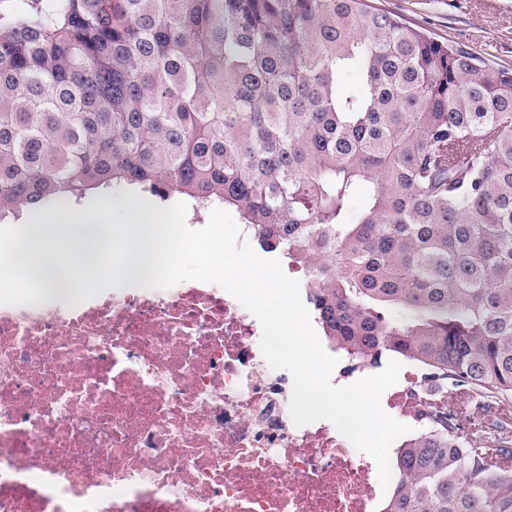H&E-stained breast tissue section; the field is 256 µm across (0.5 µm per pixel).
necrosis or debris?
Here are the masks:
<instances>
[{
	"mask_svg": "<svg viewBox=\"0 0 512 512\" xmlns=\"http://www.w3.org/2000/svg\"><path fill=\"white\" fill-rule=\"evenodd\" d=\"M261 335L211 282L0 305V512H374Z\"/></svg>",
	"mask_w": 512,
	"mask_h": 512,
	"instance_id": "4bbe7bcc",
	"label": "necrosis or debris"
}]
</instances>
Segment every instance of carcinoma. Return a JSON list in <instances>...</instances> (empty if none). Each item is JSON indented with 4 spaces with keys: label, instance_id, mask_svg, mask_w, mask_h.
Wrapping results in <instances>:
<instances>
[{
    "label": "carcinoma",
    "instance_id": "obj_1",
    "mask_svg": "<svg viewBox=\"0 0 512 512\" xmlns=\"http://www.w3.org/2000/svg\"><path fill=\"white\" fill-rule=\"evenodd\" d=\"M351 65L360 95L339 85ZM114 183L235 210L302 267L350 371L398 359L467 395L469 429L419 404L381 512H512V70L365 0L1 18L0 222Z\"/></svg>",
    "mask_w": 512,
    "mask_h": 512
}]
</instances>
